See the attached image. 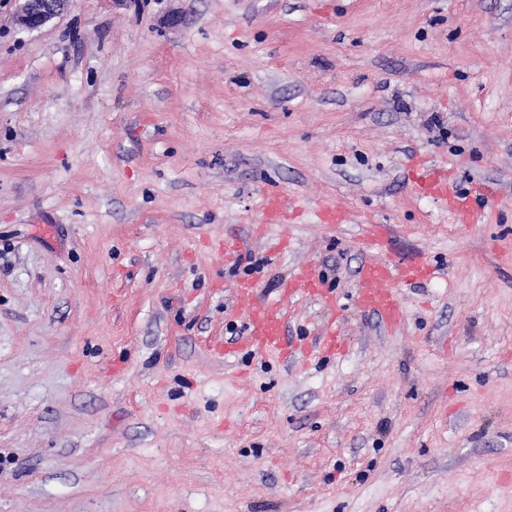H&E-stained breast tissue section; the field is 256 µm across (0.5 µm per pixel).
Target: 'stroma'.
<instances>
[{"label": "stroma", "instance_id": "stroma-1", "mask_svg": "<svg viewBox=\"0 0 512 512\" xmlns=\"http://www.w3.org/2000/svg\"><path fill=\"white\" fill-rule=\"evenodd\" d=\"M16 8L0 512H512V0H71L34 31ZM422 163L483 183L488 223L422 196ZM270 188L302 205L285 226ZM377 256L442 270L396 331L354 301ZM303 263L335 307L282 297ZM244 280L288 342L334 317L348 353L238 350Z\"/></svg>", "mask_w": 512, "mask_h": 512}]
</instances>
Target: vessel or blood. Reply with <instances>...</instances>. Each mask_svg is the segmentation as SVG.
I'll use <instances>...</instances> for the list:
<instances>
[{
  "instance_id": "1",
  "label": "vessel or blood",
  "mask_w": 512,
  "mask_h": 512,
  "mask_svg": "<svg viewBox=\"0 0 512 512\" xmlns=\"http://www.w3.org/2000/svg\"><path fill=\"white\" fill-rule=\"evenodd\" d=\"M420 193L447 203L448 211L459 224H482L487 215L482 204V187H474L467 194H457L448 189V169L444 166L428 168L417 179ZM438 275L435 266L426 263H409L391 259L371 258L364 261L357 271L358 288L356 302L359 308L377 316L380 324L393 330L403 325L406 311L401 300V289ZM248 302L244 310L247 348H257L281 357L291 354L284 338L286 313L276 304H251L252 289L243 284L238 288ZM288 297L309 296L327 299L320 278L311 265L302 264L296 269L294 278L283 289Z\"/></svg>"
}]
</instances>
